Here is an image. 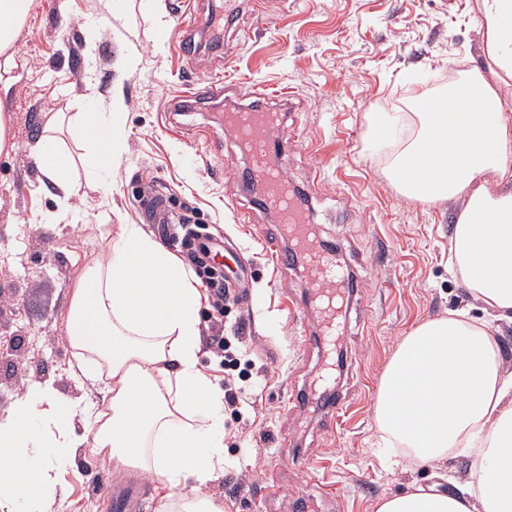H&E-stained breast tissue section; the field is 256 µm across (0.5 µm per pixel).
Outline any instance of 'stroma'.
I'll return each instance as SVG.
<instances>
[{
    "label": "stroma",
    "mask_w": 512,
    "mask_h": 512,
    "mask_svg": "<svg viewBox=\"0 0 512 512\" xmlns=\"http://www.w3.org/2000/svg\"><path fill=\"white\" fill-rule=\"evenodd\" d=\"M139 2L32 0L11 50L10 89L0 100L15 143L0 154V414L44 380L65 399L106 408L101 388L70 372L71 293L120 225L143 224L137 195L150 185L167 195L172 217L192 216L222 238L237 255L232 270L243 273L224 314L208 296L199 309L202 336L222 317L245 371L239 410L225 415L226 464L207 488L224 512H376L382 499L429 484L430 467L380 452L378 385L413 327L459 308L478 319L486 313L449 267L461 202L405 199L385 171L386 148H369L365 133L370 113L412 111L414 97L441 93L446 77L476 67L499 84L480 33V0H288L262 26L243 12L219 45L197 35L191 58L174 34L182 19L171 0H161L162 27ZM194 77L228 85L224 100L172 116ZM255 83L289 91L284 173L311 191L318 239L335 246L357 279L339 312L335 352L314 342L322 322L305 269L274 266L265 239L279 217L256 208L259 193L242 179L248 157L225 133L226 102ZM499 86L512 99V80ZM91 93L104 107L120 97L122 152L93 178L80 163L82 140L61 133L77 162V191L66 198L27 147L43 127L84 111ZM202 128L219 136L220 153L209 154ZM240 211L250 223H238ZM143 226L164 240L163 225ZM339 354L344 410L333 426L316 408V382ZM110 480L143 484L147 512H156L155 477L120 473L88 446L74 449L63 475L68 494L52 512H113L98 489Z\"/></svg>",
    "instance_id": "stroma-1"
}]
</instances>
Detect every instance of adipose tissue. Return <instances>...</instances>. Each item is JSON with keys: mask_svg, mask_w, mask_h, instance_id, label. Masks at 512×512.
Wrapping results in <instances>:
<instances>
[{"mask_svg": "<svg viewBox=\"0 0 512 512\" xmlns=\"http://www.w3.org/2000/svg\"><path fill=\"white\" fill-rule=\"evenodd\" d=\"M492 61L512 78V0H481ZM480 70L460 88L419 93L410 112H376L370 145L388 147L387 171L412 201L463 200L451 238L453 266L495 319L512 324V114ZM118 112L96 105L75 114L88 172L109 170L121 150ZM51 183L71 196L70 162L54 135L33 147ZM201 292L192 274L138 225H120L102 259L85 270L67 331L76 369L106 380L107 410L85 433L82 410L49 381L32 384L0 416V506L50 512L74 448L91 444L116 469L157 477L158 512H224L207 492L224 469V395L199 366ZM385 446L441 469L478 454L481 464L455 491L438 484L380 501L377 512H512V371L491 323L459 309L404 336L375 402Z\"/></svg>", "mask_w": 512, "mask_h": 512, "instance_id": "ef3b65f1", "label": "adipose tissue"}]
</instances>
